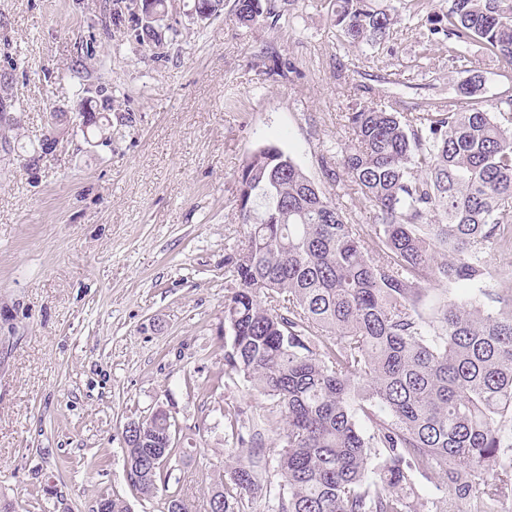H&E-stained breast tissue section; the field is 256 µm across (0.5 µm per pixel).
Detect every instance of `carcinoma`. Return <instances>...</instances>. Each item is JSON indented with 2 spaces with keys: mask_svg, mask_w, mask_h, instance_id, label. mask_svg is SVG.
I'll use <instances>...</instances> for the list:
<instances>
[{
  "mask_svg": "<svg viewBox=\"0 0 512 512\" xmlns=\"http://www.w3.org/2000/svg\"><path fill=\"white\" fill-rule=\"evenodd\" d=\"M431 37L453 59L472 51L512 79V0H446ZM236 20L280 15L235 0ZM349 44L393 34L399 12L336 0ZM457 96L415 114L363 105L341 166L377 223L366 230L274 144L237 173L245 245L224 256V374L270 403L227 411L246 457L228 465L203 512H244L266 486L275 512H416L414 478L436 475L448 495L432 512H508L512 504V295H450L425 312L433 282L479 285L486 257L512 246V93L491 104L479 71ZM112 96L98 90L79 126L112 140ZM277 465L263 462L275 423ZM133 486L168 489L158 450L134 442ZM465 502L469 509L462 511Z\"/></svg>",
  "mask_w": 512,
  "mask_h": 512,
  "instance_id": "cac0c4a2",
  "label": "carcinoma"
}]
</instances>
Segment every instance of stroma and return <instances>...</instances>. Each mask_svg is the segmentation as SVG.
Returning <instances> with one entry per match:
<instances>
[{"label": "stroma", "instance_id": "1", "mask_svg": "<svg viewBox=\"0 0 512 512\" xmlns=\"http://www.w3.org/2000/svg\"><path fill=\"white\" fill-rule=\"evenodd\" d=\"M233 3L200 23L194 0H169L179 36L158 49L111 24L106 0H0L19 120L0 124V501L15 512H93L104 494L167 512V492L130 484L122 444L125 424L160 405L183 450L168 492L200 505L237 453L225 411L265 402L237 378L207 384L224 370L241 166L275 144L349 223L371 225L361 195L328 177L352 138L348 112H402L463 78L415 0L396 35L358 46L334 0H271L276 28L238 23ZM100 86L114 99L111 146L73 124L31 163L56 113L75 116Z\"/></svg>", "mask_w": 512, "mask_h": 512}]
</instances>
